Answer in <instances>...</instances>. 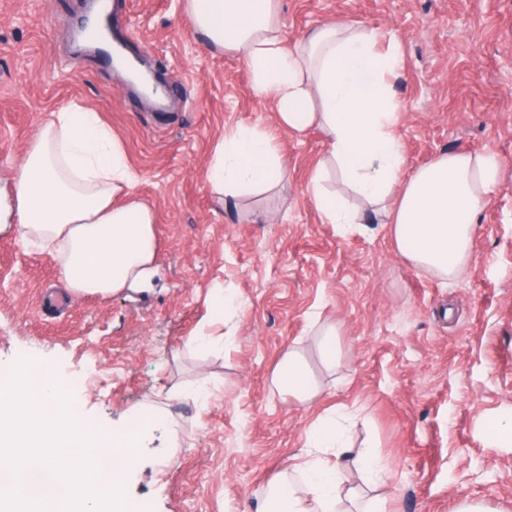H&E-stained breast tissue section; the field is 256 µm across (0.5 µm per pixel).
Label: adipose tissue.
I'll return each mask as SVG.
<instances>
[{
	"mask_svg": "<svg viewBox=\"0 0 512 512\" xmlns=\"http://www.w3.org/2000/svg\"><path fill=\"white\" fill-rule=\"evenodd\" d=\"M186 14L208 48L241 55L254 94L273 102L279 125L293 133L320 129L325 161L344 184L389 224L399 251L418 269L453 279L467 269L472 226L497 184L502 164L489 152H449L406 173L397 135L392 83L396 44L374 32L327 22L304 45L286 47L280 0H185ZM287 173L267 132L237 127L216 145L206 180L220 197L278 184ZM311 181L325 223L351 228L357 211ZM139 173L122 141L97 113L72 103L50 113L9 179L0 181V235H21L53 249L64 281L78 294L109 295L156 274L155 214L138 201ZM273 387L305 404L318 394L304 356L285 353ZM345 412L306 431L309 452L292 482L276 487L266 512H348L350 497L332 458L350 445Z\"/></svg>",
	"mask_w": 512,
	"mask_h": 512,
	"instance_id": "ef3b65f1",
	"label": "adipose tissue"
}]
</instances>
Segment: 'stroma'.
<instances>
[{
    "mask_svg": "<svg viewBox=\"0 0 512 512\" xmlns=\"http://www.w3.org/2000/svg\"><path fill=\"white\" fill-rule=\"evenodd\" d=\"M88 2L0 0V178L49 113L72 102L99 112L156 215L157 274L148 287L77 295L50 249L0 236V375L22 359L49 371L109 436L135 411L160 414L123 480L139 512H258L306 428L339 407L357 413L353 444H375L386 463L390 512H455L466 498L512 512V445L484 427L512 411V0H281L285 44L324 22L398 43L407 172L459 150L502 160L453 281L416 269L389 225L324 223L309 189L322 132L278 126L245 62L209 50L183 0H112V32L165 87L163 108L75 46ZM236 126L273 133L288 174L222 206L205 170ZM220 295L236 302L225 325L211 318ZM325 323L338 328L330 369L317 349ZM227 329L230 347L192 344ZM292 347L321 387L306 405L271 382ZM91 376L110 390L80 386ZM200 385L207 399L192 396Z\"/></svg>",
    "mask_w": 512,
    "mask_h": 512,
    "instance_id": "1",
    "label": "stroma"
}]
</instances>
